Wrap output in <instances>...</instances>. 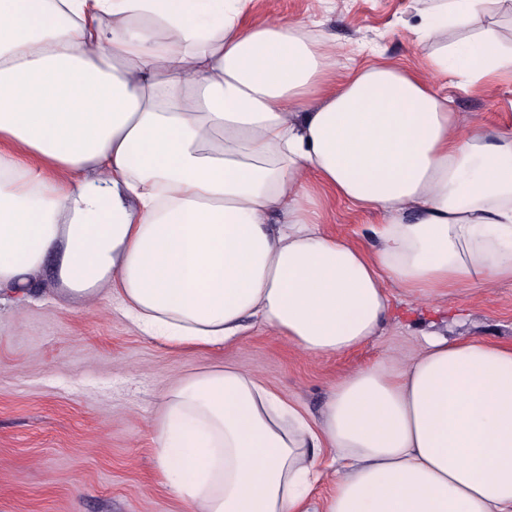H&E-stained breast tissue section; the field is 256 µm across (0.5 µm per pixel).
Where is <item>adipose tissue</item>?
<instances>
[{
	"instance_id": "ef3b65f1",
	"label": "adipose tissue",
	"mask_w": 512,
	"mask_h": 512,
	"mask_svg": "<svg viewBox=\"0 0 512 512\" xmlns=\"http://www.w3.org/2000/svg\"><path fill=\"white\" fill-rule=\"evenodd\" d=\"M250 0H0V308L48 260L171 348L260 323L311 356L378 336L391 288L512 281V134L459 124L438 79L512 73V0H413L426 71L338 74L303 21ZM330 193L378 215L326 235ZM155 456L193 512H512V346L432 333L311 417L252 374L170 388Z\"/></svg>"
}]
</instances>
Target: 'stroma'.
Wrapping results in <instances>:
<instances>
[{
  "label": "stroma",
  "instance_id": "35a3bbf8",
  "mask_svg": "<svg viewBox=\"0 0 512 512\" xmlns=\"http://www.w3.org/2000/svg\"><path fill=\"white\" fill-rule=\"evenodd\" d=\"M251 15L306 22L356 68L381 58L419 73L430 50L409 32L411 0H252ZM435 89L462 124L512 131V75ZM320 204L327 234L370 245L375 214L330 194ZM34 285L43 302L0 314V512H191L161 481L152 422L163 394L205 368L251 373L316 416L341 379L422 334L512 345V282L436 300L394 294L379 336L324 357L259 326L231 345L172 349L134 330L111 299L70 295L51 267Z\"/></svg>",
  "mask_w": 512,
  "mask_h": 512
}]
</instances>
